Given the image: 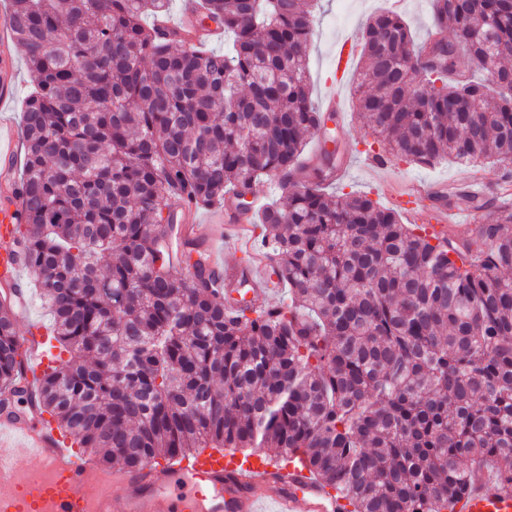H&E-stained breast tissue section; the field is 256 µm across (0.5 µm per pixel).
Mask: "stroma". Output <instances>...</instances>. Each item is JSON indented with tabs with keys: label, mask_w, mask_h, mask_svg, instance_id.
Segmentation results:
<instances>
[{
	"label": "stroma",
	"mask_w": 512,
	"mask_h": 512,
	"mask_svg": "<svg viewBox=\"0 0 512 512\" xmlns=\"http://www.w3.org/2000/svg\"><path fill=\"white\" fill-rule=\"evenodd\" d=\"M392 7L393 0H320L314 12L307 58L311 97L319 107L327 106L330 96L338 98L340 112L331 130L339 156L350 159L342 186L349 191L368 193L371 198L392 208L396 205V196L413 182L457 188L474 179L488 187L494 185L505 174L504 165L485 163L472 169L447 160L422 166L390 156L384 160V169H375L369 163L368 147L360 141L367 121L356 106L352 86L335 89L332 54L342 35L361 36L375 13Z\"/></svg>",
	"instance_id": "35a3bbf8"
}]
</instances>
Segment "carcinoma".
<instances>
[{
	"mask_svg": "<svg viewBox=\"0 0 512 512\" xmlns=\"http://www.w3.org/2000/svg\"><path fill=\"white\" fill-rule=\"evenodd\" d=\"M171 2L9 0L33 82L13 244L58 354L30 394L0 295V413H47L109 465L298 453L344 512H448L474 473L512 477V209L459 246L326 191L336 151L301 164L334 119L309 94L318 0H201L222 52L145 22ZM446 24L426 46L396 12L366 25L368 134L417 164H511L512 0H436ZM457 46L479 79L456 77ZM289 176L257 223L288 302L230 310L175 206Z\"/></svg>",
	"mask_w": 512,
	"mask_h": 512,
	"instance_id": "obj_1",
	"label": "carcinoma"
}]
</instances>
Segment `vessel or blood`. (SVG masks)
Segmentation results:
<instances>
[{
	"label": "vessel or blood",
	"mask_w": 512,
	"mask_h": 512,
	"mask_svg": "<svg viewBox=\"0 0 512 512\" xmlns=\"http://www.w3.org/2000/svg\"><path fill=\"white\" fill-rule=\"evenodd\" d=\"M8 37L0 38V102L12 95L14 72L6 56ZM356 54V41L342 38L334 53L337 82H344ZM436 188L409 186L399 203L407 223L434 224L446 231L455 208L436 204L431 211L419 209L415 200L435 196ZM20 208L15 196L0 207V283L26 291L19 278L21 265L14 256V214ZM222 223L234 234V254L253 249L250 213L225 203ZM181 238L206 244L215 227L182 216ZM225 287L244 286V302L260 304L268 298L272 282L262 266L242 267L233 258L212 260ZM17 345L35 374L46 368L42 336L24 330ZM39 468H28L29 458ZM279 466L255 454L239 459L216 451L185 455L143 465L112 469L93 462L78 463L69 442L50 423L27 420L0 421V512H340L341 499L328 494L306 472L291 479L280 476ZM452 512H512V487L494 481L457 498Z\"/></svg>",
	"instance_id": "obj_1"
}]
</instances>
